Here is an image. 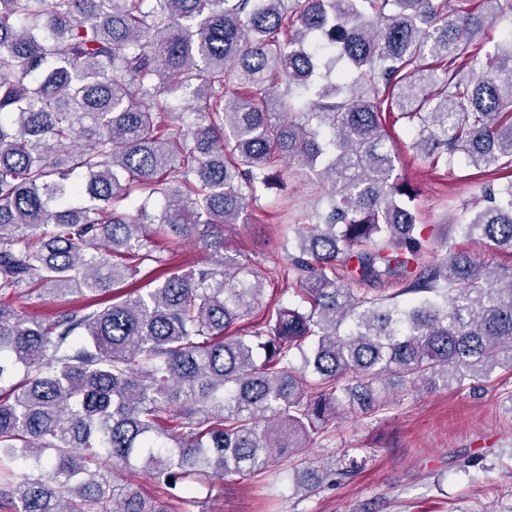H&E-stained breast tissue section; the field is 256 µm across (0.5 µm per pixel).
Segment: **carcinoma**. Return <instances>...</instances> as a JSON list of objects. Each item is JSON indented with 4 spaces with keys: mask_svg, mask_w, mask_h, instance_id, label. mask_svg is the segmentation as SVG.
Wrapping results in <instances>:
<instances>
[{
    "mask_svg": "<svg viewBox=\"0 0 512 512\" xmlns=\"http://www.w3.org/2000/svg\"><path fill=\"white\" fill-rule=\"evenodd\" d=\"M471 2L0 0V382L24 372L0 388V461L38 471L0 484L15 512H170L105 463L170 489L254 476L342 399L388 407L381 381L512 374V265L451 237L425 261L386 128L405 120L434 169L512 167V39L473 68L512 0ZM286 159L330 184L283 239L308 308L230 334L268 272L228 253L224 227ZM459 228L512 254V179ZM170 236L204 265L160 271ZM144 266L152 287L116 295ZM33 291L90 303L47 327L14 305ZM358 470L297 473L313 489Z\"/></svg>",
    "mask_w": 512,
    "mask_h": 512,
    "instance_id": "1",
    "label": "carcinoma"
}]
</instances>
